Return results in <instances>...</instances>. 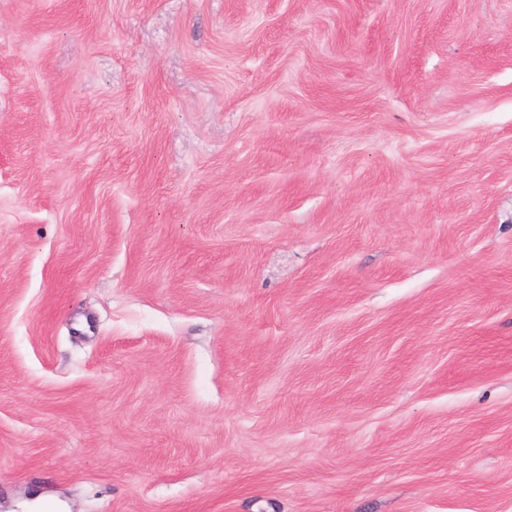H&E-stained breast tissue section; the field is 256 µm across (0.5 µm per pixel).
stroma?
Here are the masks:
<instances>
[{
  "label": "stroma",
  "instance_id": "35a3bbf8",
  "mask_svg": "<svg viewBox=\"0 0 512 512\" xmlns=\"http://www.w3.org/2000/svg\"><path fill=\"white\" fill-rule=\"evenodd\" d=\"M512 512V0H0V512Z\"/></svg>",
  "mask_w": 512,
  "mask_h": 512
}]
</instances>
